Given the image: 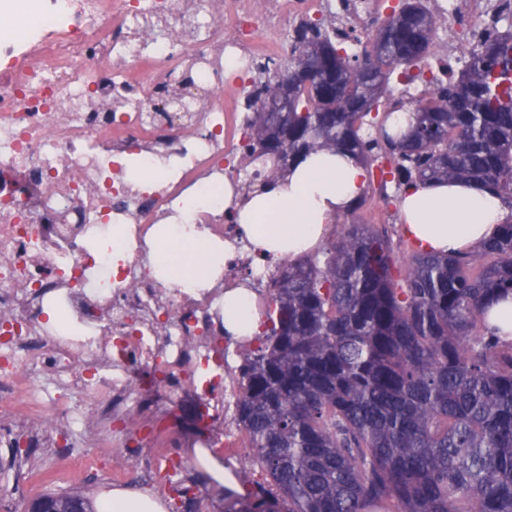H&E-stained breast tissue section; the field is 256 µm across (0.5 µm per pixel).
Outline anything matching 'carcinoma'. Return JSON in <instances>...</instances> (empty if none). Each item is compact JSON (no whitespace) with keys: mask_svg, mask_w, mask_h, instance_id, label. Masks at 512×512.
Segmentation results:
<instances>
[{"mask_svg":"<svg viewBox=\"0 0 512 512\" xmlns=\"http://www.w3.org/2000/svg\"><path fill=\"white\" fill-rule=\"evenodd\" d=\"M360 45L304 22L288 68L258 84L249 148L283 178L310 150L387 163L396 192L432 179L491 185L512 202V31L465 39L458 77L400 100L410 134L387 127L392 76L433 51L435 17L402 0ZM318 86L293 82L312 59ZM288 111L269 112L283 79ZM378 130V136L370 134ZM338 214L312 257L284 260L257 345L242 350L236 422L287 508L261 495L227 512H512V341L487 305L512 293V220L477 248L440 255Z\"/></svg>","mask_w":512,"mask_h":512,"instance_id":"obj_1","label":"carcinoma"}]
</instances>
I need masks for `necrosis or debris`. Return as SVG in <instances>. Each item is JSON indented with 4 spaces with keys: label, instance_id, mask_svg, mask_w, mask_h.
I'll use <instances>...</instances> for the list:
<instances>
[{
    "label": "necrosis or debris",
    "instance_id": "necrosis-or-debris-1",
    "mask_svg": "<svg viewBox=\"0 0 512 512\" xmlns=\"http://www.w3.org/2000/svg\"><path fill=\"white\" fill-rule=\"evenodd\" d=\"M330 0H27L4 10L0 35V447L32 430L71 476L85 469L56 433L81 425L92 448L123 447L102 431L136 412L192 397L213 436L209 448L246 467L247 436L234 426L242 343L224 328V295L243 289L255 312L271 298L279 261L256 264L224 187L261 181L239 100L258 59L285 51L296 19L330 12ZM232 71H225L226 61ZM210 89L172 112L160 94L187 71ZM138 160L152 180H126ZM119 246L92 251L109 225ZM162 224H194L227 253L199 288L160 278L150 257ZM63 310L68 331L46 317ZM52 375L61 395L38 398ZM135 473L162 496L191 474L173 450L142 442Z\"/></svg>",
    "mask_w": 512,
    "mask_h": 512
}]
</instances>
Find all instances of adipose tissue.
Masks as SVG:
<instances>
[{"mask_svg": "<svg viewBox=\"0 0 512 512\" xmlns=\"http://www.w3.org/2000/svg\"><path fill=\"white\" fill-rule=\"evenodd\" d=\"M366 177L362 163L350 154H307L284 180L256 193L240 208V222L257 251L296 259L322 243L334 215L360 193ZM399 217L423 249L456 254L489 239L512 217V206L467 180H431L403 193ZM158 235L165 248L160 273L183 288L206 279L207 263L180 254L188 242L197 250L205 247L192 225H169Z\"/></svg>", "mask_w": 512, "mask_h": 512, "instance_id": "obj_1", "label": "adipose tissue"}]
</instances>
